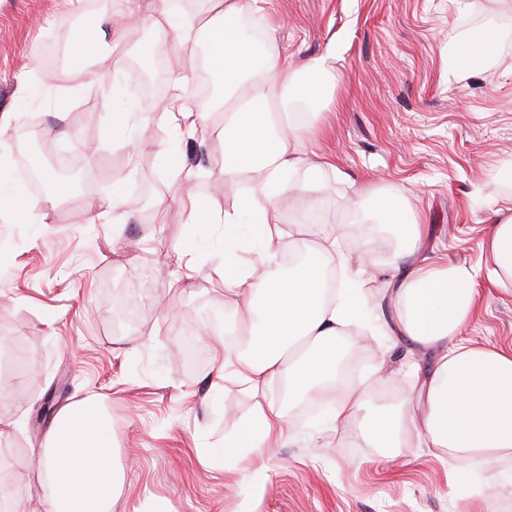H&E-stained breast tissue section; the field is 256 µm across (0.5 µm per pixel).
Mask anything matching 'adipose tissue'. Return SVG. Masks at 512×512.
Returning <instances> with one entry per match:
<instances>
[{"label":"adipose tissue","instance_id":"adipose-tissue-1","mask_svg":"<svg viewBox=\"0 0 512 512\" xmlns=\"http://www.w3.org/2000/svg\"><path fill=\"white\" fill-rule=\"evenodd\" d=\"M205 14L176 9L174 0H159L164 23L160 38L186 42L210 41L224 59V93L220 99L195 106L186 98L166 101L159 123L178 117L186 131L220 112L218 134L224 143L222 177L248 179L249 209L256 223L277 220L278 199L285 188L310 189L315 174L304 173V150L313 128L279 111L282 91L313 106L326 98L331 75L330 56L294 68L273 42L256 46L242 35L240 19L261 13L264 0H207ZM143 14L131 0H108L96 18L95 34L76 32L70 61L77 71L102 58L126 41L129 30L144 25ZM501 35L487 29L469 36L461 51L448 57V73L480 72L496 59ZM386 223L401 227L403 244L394 250L388 267L396 277L394 298L399 309L395 323H380L379 335L407 336L420 350L436 349V366L424 383L426 412L417 435L425 447L439 448L450 461L449 481L460 467L480 461L486 466L483 487L498 485L499 467L512 461V346H485L465 336L477 297L471 270L461 266L422 262L417 258L425 227L394 195L381 199ZM263 275L250 269L225 271L224 307L231 313L229 329H212L211 339L231 334L244 339V349L230 352L215 373L233 376L254 394L256 431L249 443L251 458L265 456L285 438L291 417L287 405L322 402L332 425L348 420L372 385L362 378L350 389L335 387L337 366L351 328L368 321L362 285L376 276L371 264L352 268V252L367 253L366 230L347 225L322 236L309 250L308 261L286 270L281 257L292 244L263 234L257 242ZM492 283L512 281V215L493 226L482 243ZM337 269L338 286L326 289L325 273ZM287 379V404L264 397L271 381ZM32 470L48 503V512H172L169 501L125 492V472L112 440V422L102 405L86 400L57 412L39 447Z\"/></svg>","mask_w":512,"mask_h":512}]
</instances>
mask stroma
<instances>
[{
    "mask_svg": "<svg viewBox=\"0 0 512 512\" xmlns=\"http://www.w3.org/2000/svg\"><path fill=\"white\" fill-rule=\"evenodd\" d=\"M135 5L146 24L98 63L99 80L80 73L48 84L45 46L69 44L77 29L70 0H0V111L11 113L0 131V172L29 205L24 220L13 217L12 205L0 206V255L11 259L0 270V342L12 359L0 368V421L11 426L12 448L0 462V483L16 490L18 512H45L27 484L31 450L51 423L42 408L50 392L57 408L101 402L128 486L167 499L174 512H512V481L500 484L492 503L475 495L478 467L449 486L439 451L415 435H403L390 460L374 447L365 428L369 407L399 406L437 354L368 329L357 334L368 356L346 366L352 381L378 372L362 408L337 428L326 426L323 411L293 415L269 460L236 462L256 400L234 381L213 379L224 352L205 333L224 321V292L207 279L180 280L167 251L179 244L206 271L224 261L223 225L186 223L177 204L186 170L212 171L201 183L207 212L243 208L248 191L215 177L224 166L219 114L180 138L175 168L163 166L154 147L153 107L140 110L136 142H113L111 68L138 81L143 56L161 55L194 73L207 50L202 42L159 41L155 0ZM499 10L498 0L481 14L458 0H266L259 33L296 62L333 57L326 103L298 114L316 128L310 154L331 167L306 198L282 192L277 232L311 247L353 221L346 202L354 189L370 187L379 198L405 192L428 226V261L477 275L467 336L512 345V283L487 280L481 248L501 200L512 195V74L493 64L448 76L449 53L490 24H504L500 54L512 60V21ZM21 76L41 88L26 102L14 95ZM33 115L38 142L76 159L85 184L46 217L20 177L23 158L34 152L12 138ZM495 168L506 169V179L490 178ZM117 183L129 196L150 191L149 213H136L119 234L110 207ZM92 212L99 221L89 222ZM172 308L180 319L169 316Z\"/></svg>",
    "mask_w": 512,
    "mask_h": 512,
    "instance_id": "stroma-1",
    "label": "stroma"
}]
</instances>
